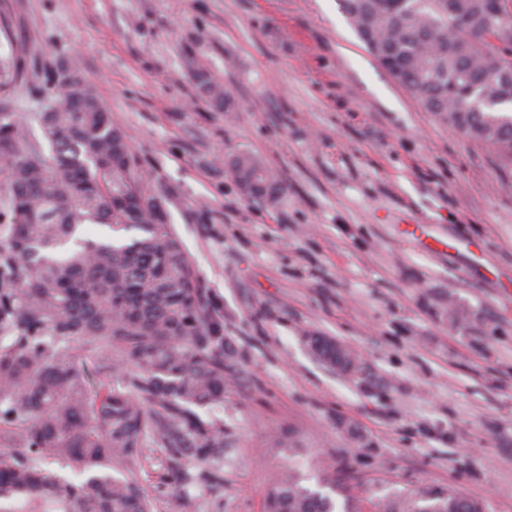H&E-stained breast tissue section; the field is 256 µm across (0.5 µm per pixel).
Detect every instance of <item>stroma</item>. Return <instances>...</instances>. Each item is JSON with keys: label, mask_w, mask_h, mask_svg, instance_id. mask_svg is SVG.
Segmentation results:
<instances>
[{"label": "stroma", "mask_w": 512, "mask_h": 512, "mask_svg": "<svg viewBox=\"0 0 512 512\" xmlns=\"http://www.w3.org/2000/svg\"><path fill=\"white\" fill-rule=\"evenodd\" d=\"M1 64L0 113L34 141L59 66L95 86L224 336V405L198 410L219 459L186 451L188 483L143 449L153 512H263L280 471L313 487L321 460L360 512L420 488L512 512V168L424 111L339 0H0ZM242 153L275 201L241 191ZM233 174L244 193L245 189L251 191L254 188L256 195L253 198L276 199L277 177L259 157L247 153L236 156ZM307 343L311 353L319 361L322 360L330 365H336L337 362L345 367L352 361V355L349 351L336 361V343L324 336H308Z\"/></svg>", "instance_id": "stroma-1"}]
</instances>
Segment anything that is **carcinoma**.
<instances>
[{
    "instance_id": "carcinoma-1",
    "label": "carcinoma",
    "mask_w": 512,
    "mask_h": 512,
    "mask_svg": "<svg viewBox=\"0 0 512 512\" xmlns=\"http://www.w3.org/2000/svg\"><path fill=\"white\" fill-rule=\"evenodd\" d=\"M366 49L387 55V72L421 108L467 139L494 148L512 167V57L495 59L485 35L512 14L488 0H340ZM212 101L228 93L208 80ZM45 154L0 113V167L7 173L0 211V499L27 512H152L133 464L141 449L165 448L179 464L186 448L204 455L224 430L199 406L224 405L231 378L224 337L209 314L180 238L158 195L127 161L94 87L58 76L51 111L40 115ZM240 188L276 199L278 180L257 156L233 161ZM83 224H100L90 239ZM313 356L336 359V343L308 340ZM56 460L74 478L46 468ZM323 486L346 495L333 464ZM381 512H484L476 500L422 488L385 499ZM265 512H336L332 497L280 472Z\"/></svg>"
}]
</instances>
